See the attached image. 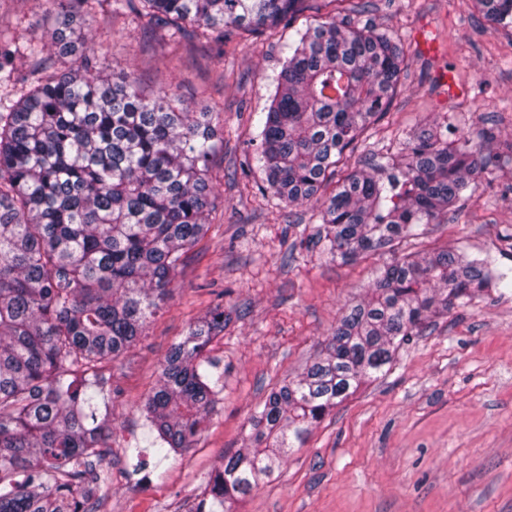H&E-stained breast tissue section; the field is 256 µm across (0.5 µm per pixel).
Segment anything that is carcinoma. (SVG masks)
I'll use <instances>...</instances> for the list:
<instances>
[{
	"mask_svg": "<svg viewBox=\"0 0 512 512\" xmlns=\"http://www.w3.org/2000/svg\"><path fill=\"white\" fill-rule=\"evenodd\" d=\"M80 2L87 15L162 28L176 48L271 32L311 0ZM323 2L332 10L288 44L247 166L263 174L262 193L315 207L307 251L347 263L448 223L462 192L476 193L493 166L485 147L495 135L450 140L445 119L389 142L378 163L372 152L351 161L401 92L405 48L375 25H350L367 0ZM474 8L512 33V0ZM50 41L66 59L85 34L64 12ZM44 50L22 34L0 35V512H89L109 433L88 385L108 386L106 370L144 335L207 235L218 129L213 113L180 107L166 90L144 95L131 73L94 76L74 62L61 70ZM18 56L31 60V77L16 73ZM511 284L487 261L446 249L383 266L321 354L251 416L249 446L224 457L196 512L209 498L249 494L435 318ZM225 328L224 312H210L165 357L143 405L165 457L190 448L215 410L206 350Z\"/></svg>",
	"mask_w": 512,
	"mask_h": 512,
	"instance_id": "obj_1",
	"label": "carcinoma"
}]
</instances>
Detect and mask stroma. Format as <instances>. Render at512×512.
Returning a JSON list of instances; mask_svg holds the SVG:
<instances>
[{
	"label": "stroma",
	"mask_w": 512,
	"mask_h": 512,
	"mask_svg": "<svg viewBox=\"0 0 512 512\" xmlns=\"http://www.w3.org/2000/svg\"><path fill=\"white\" fill-rule=\"evenodd\" d=\"M354 16L406 45L402 92L380 135L399 141L450 114L453 134L495 127L499 154L489 186L464 196L447 223L429 224L423 249L446 248L512 275V35L482 18L473 0H372ZM55 24L41 0H0V30L47 40ZM305 18L226 50H171L158 34L103 15L83 19L91 72L134 73L149 93L165 89L191 111L215 110L224 143L210 161L215 209L207 236L187 254L164 308L136 346L112 364L107 481L94 512H512V290L437 319L390 370L315 425L273 480L233 503L203 502L211 474L243 448L248 420L269 390L303 372L324 349L346 304L361 300L382 258L342 264L301 245L311 205L278 203L232 180L262 129L285 46ZM235 313L209 355L219 404L191 448L159 455L142 407L173 344L215 306Z\"/></svg>",
	"instance_id": "35a3bbf8"
}]
</instances>
